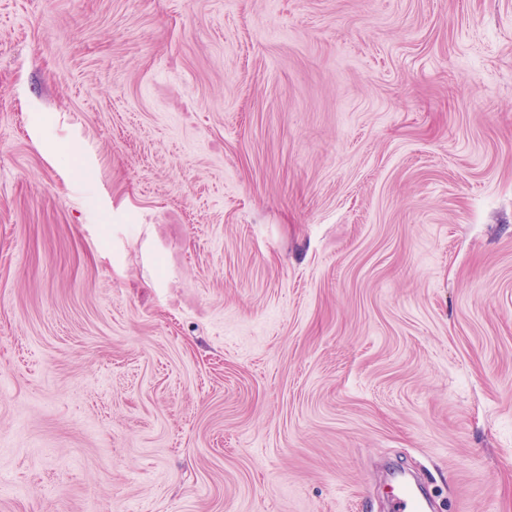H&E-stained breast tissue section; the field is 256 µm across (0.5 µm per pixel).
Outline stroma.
Instances as JSON below:
<instances>
[{
    "mask_svg": "<svg viewBox=\"0 0 512 512\" xmlns=\"http://www.w3.org/2000/svg\"><path fill=\"white\" fill-rule=\"evenodd\" d=\"M512 512V0H0V512ZM393 486L395 491L389 496L391 512H421L424 509L416 484L401 478Z\"/></svg>",
    "mask_w": 512,
    "mask_h": 512,
    "instance_id": "obj_1",
    "label": "stroma"
}]
</instances>
